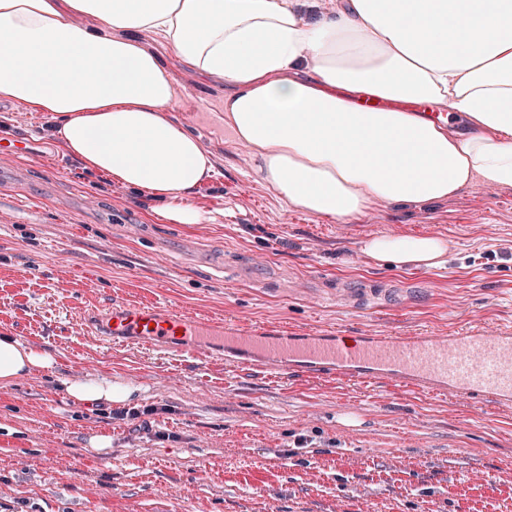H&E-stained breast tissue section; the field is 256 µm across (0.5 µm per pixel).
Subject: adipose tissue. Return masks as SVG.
Masks as SVG:
<instances>
[{"label":"adipose tissue","mask_w":512,"mask_h":512,"mask_svg":"<svg viewBox=\"0 0 512 512\" xmlns=\"http://www.w3.org/2000/svg\"><path fill=\"white\" fill-rule=\"evenodd\" d=\"M145 32L224 81V124L254 177L298 210L346 223L382 202L512 186V0H328L315 18L302 0H0V100L47 113L85 169L146 192L158 219L200 224L191 196L214 163L170 116L177 91ZM421 103L466 127L428 119ZM381 156L390 165L373 167ZM362 251L432 268L448 242L384 234ZM54 364L0 336L1 384ZM63 389L77 403L133 396L105 379Z\"/></svg>","instance_id":"obj_1"}]
</instances>
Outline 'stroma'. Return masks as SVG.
Returning <instances> with one entry per match:
<instances>
[{"mask_svg":"<svg viewBox=\"0 0 512 512\" xmlns=\"http://www.w3.org/2000/svg\"><path fill=\"white\" fill-rule=\"evenodd\" d=\"M173 115L212 154L192 194L206 224L150 218L139 190L86 170L45 115L0 100V128L63 158L53 171L0 155V336L54 367L0 384V512H512V407L477 410L409 386L290 375L84 335L113 301L359 336L512 332V186L472 184L420 207L383 203L345 224L258 183L224 128V84L157 36ZM447 239L442 267L377 263L379 234ZM343 285L395 302H336ZM134 385L125 404L80 405L66 379ZM106 435L98 451L91 438Z\"/></svg>","mask_w":512,"mask_h":512,"instance_id":"stroma-1","label":"stroma"}]
</instances>
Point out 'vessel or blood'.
Listing matches in <instances>:
<instances>
[{
  "instance_id": "b4317fda",
  "label": "vessel or blood",
  "mask_w": 512,
  "mask_h": 512,
  "mask_svg": "<svg viewBox=\"0 0 512 512\" xmlns=\"http://www.w3.org/2000/svg\"><path fill=\"white\" fill-rule=\"evenodd\" d=\"M1 152L44 159L17 137L0 138ZM47 162L59 165L55 158ZM80 327L102 342H136L153 349L176 345L201 352L219 343L225 360L233 364L259 365L282 374L409 384L425 393L463 397L478 410L491 401L512 403L511 332L487 329L442 338L373 332L349 338L284 325L227 324L129 303L83 314Z\"/></svg>"
}]
</instances>
